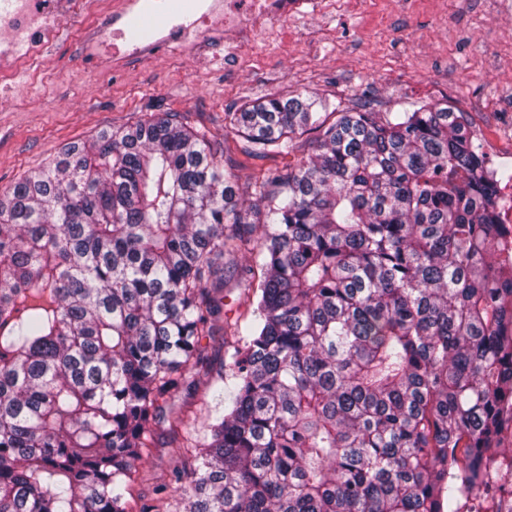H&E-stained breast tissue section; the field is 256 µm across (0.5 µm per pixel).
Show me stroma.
<instances>
[{
    "mask_svg": "<svg viewBox=\"0 0 512 512\" xmlns=\"http://www.w3.org/2000/svg\"><path fill=\"white\" fill-rule=\"evenodd\" d=\"M287 40L263 38L225 54L206 40L205 63L161 55L139 68L90 77L80 33L67 25L45 59V75L0 89V194L42 169L75 141L133 123L146 113L178 112L217 137L224 115L270 94L299 95L353 109L370 102L378 112H401L425 101H448L488 135L512 122V0H293L284 18ZM222 318L203 340L207 366L224 370L231 349L225 319L248 323L246 284L218 270ZM219 383L177 394L165 408L151 448L138 462L133 508L151 503L154 489L171 485L177 466L192 458L172 441L169 422L184 413L204 435L219 401Z\"/></svg>",
    "mask_w": 512,
    "mask_h": 512,
    "instance_id": "35a3bbf8",
    "label": "stroma"
}]
</instances>
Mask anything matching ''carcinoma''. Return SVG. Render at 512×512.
<instances>
[{"label":"carcinoma","instance_id":"carcinoma-1","mask_svg":"<svg viewBox=\"0 0 512 512\" xmlns=\"http://www.w3.org/2000/svg\"><path fill=\"white\" fill-rule=\"evenodd\" d=\"M225 113L239 151L295 155L238 201L228 146L150 113L66 146L0 197V512H133L161 412L209 377L238 268L233 395L174 474L182 512H456L512 496V256L465 114ZM261 275H256L254 266ZM483 495L479 496L475 493H466L460 502L458 509L460 512H485L486 502L491 501L494 509L500 510L496 512H510L512 510V499L508 497H500L498 495L494 497H488L487 500L483 501Z\"/></svg>","mask_w":512,"mask_h":512}]
</instances>
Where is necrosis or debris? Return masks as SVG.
<instances>
[{"mask_svg": "<svg viewBox=\"0 0 512 512\" xmlns=\"http://www.w3.org/2000/svg\"><path fill=\"white\" fill-rule=\"evenodd\" d=\"M96 0H0V75L36 74L59 38L62 19L77 20L81 52L97 76L139 65L159 53L196 56L199 35L225 37L229 49L266 33L272 15L288 0H117L114 26L104 33L93 20Z\"/></svg>", "mask_w": 512, "mask_h": 512, "instance_id": "1", "label": "necrosis or debris"}]
</instances>
